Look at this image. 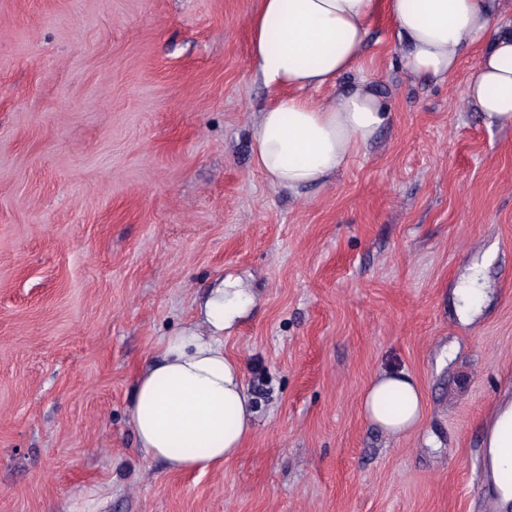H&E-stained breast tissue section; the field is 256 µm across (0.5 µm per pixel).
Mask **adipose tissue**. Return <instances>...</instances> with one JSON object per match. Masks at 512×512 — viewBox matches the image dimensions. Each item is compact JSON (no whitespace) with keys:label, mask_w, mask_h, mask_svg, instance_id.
<instances>
[{"label":"adipose tissue","mask_w":512,"mask_h":512,"mask_svg":"<svg viewBox=\"0 0 512 512\" xmlns=\"http://www.w3.org/2000/svg\"><path fill=\"white\" fill-rule=\"evenodd\" d=\"M385 6L404 45L402 68L442 80L464 49L482 53L463 90L488 125L512 124V30L500 26V0H259L250 17V62L270 94L253 131V161L270 185L293 194L330 182L365 150L390 116L367 79L339 80L363 54L367 23ZM332 89L331 97L309 92ZM222 282L201 308L205 331L162 337L137 375L129 405L144 457L173 471H207L237 455L251 434L254 410L243 363L224 350V333L251 305ZM371 423L392 435L414 430L424 394L406 372L378 374L361 396ZM489 469L512 468V401L497 407L485 430Z\"/></svg>","instance_id":"obj_1"}]
</instances>
